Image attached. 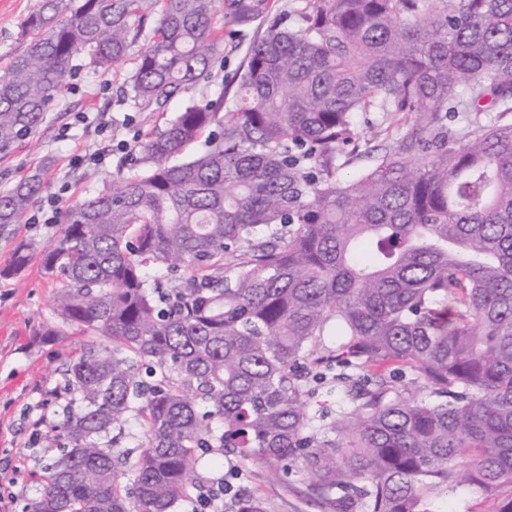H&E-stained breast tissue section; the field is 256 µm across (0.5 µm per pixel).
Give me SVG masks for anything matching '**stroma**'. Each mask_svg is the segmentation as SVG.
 Listing matches in <instances>:
<instances>
[{"mask_svg": "<svg viewBox=\"0 0 512 512\" xmlns=\"http://www.w3.org/2000/svg\"><path fill=\"white\" fill-rule=\"evenodd\" d=\"M38 0H0V70L24 50L28 39L23 19ZM254 33L246 28L225 37L218 48L212 76L188 87L164 112H141L124 102L118 88L135 67V57L108 74L78 72L67 76L59 105L33 142L19 146L0 160V181L17 180L39 172L44 181L42 197L32 208L38 223L13 225L0 235V269L7 267L19 243L43 247L58 235L59 223L50 222L48 198L59 196L67 206L101 191L120 168L125 145L138 134L163 124L186 104L212 96L239 71ZM59 285L45 276L38 261L8 277L0 276V512H26L41 486L35 476L58 448L54 428L63 408L79 410L81 404L64 389L61 371L75 357L84 338L79 327L61 322L55 311ZM321 379L310 382L307 406L314 423L336 416L343 398L336 388L341 364L320 365ZM198 471L203 483L223 479L232 491L220 502L221 512H234L236 496L252 493L265 502L266 512H330L310 488L299 467L282 471L242 457L214 456L199 451Z\"/></svg>", "mask_w": 512, "mask_h": 512, "instance_id": "obj_1", "label": "stroma"}]
</instances>
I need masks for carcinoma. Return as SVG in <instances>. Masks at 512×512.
<instances>
[{"label": "carcinoma", "instance_id": "cac0c4a2", "mask_svg": "<svg viewBox=\"0 0 512 512\" xmlns=\"http://www.w3.org/2000/svg\"><path fill=\"white\" fill-rule=\"evenodd\" d=\"M40 0L0 72V158L34 137L73 69L138 48L122 90L161 108L257 24L235 107L221 92L137 142L67 206L38 261L87 340L81 410L28 512H173L198 448L300 465L336 512H512V0ZM368 112L396 120L342 185ZM474 118L458 128L448 113ZM204 151L178 164L205 131ZM0 190V235L40 195ZM19 245L13 265L26 266ZM336 337L344 405L307 434L312 356ZM410 377L397 380L384 367ZM134 416L146 444L121 440Z\"/></svg>", "mask_w": 512, "mask_h": 512}]
</instances>
